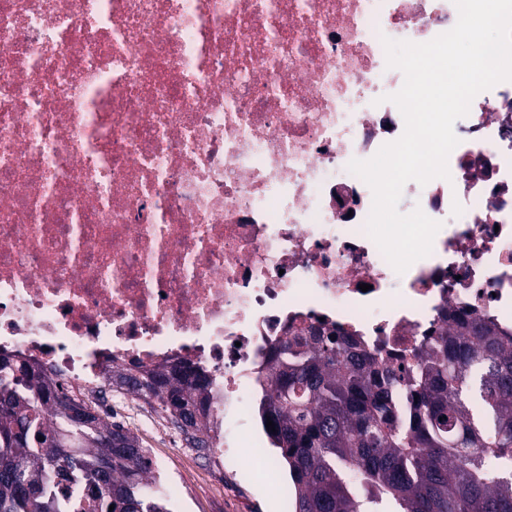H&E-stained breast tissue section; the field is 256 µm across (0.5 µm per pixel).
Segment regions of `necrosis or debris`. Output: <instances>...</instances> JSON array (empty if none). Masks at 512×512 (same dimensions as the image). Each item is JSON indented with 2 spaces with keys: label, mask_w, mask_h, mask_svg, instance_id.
I'll return each instance as SVG.
<instances>
[{
  "label": "necrosis or debris",
  "mask_w": 512,
  "mask_h": 512,
  "mask_svg": "<svg viewBox=\"0 0 512 512\" xmlns=\"http://www.w3.org/2000/svg\"><path fill=\"white\" fill-rule=\"evenodd\" d=\"M453 0H0V351L74 394L112 367L211 376L225 475L266 361L311 328L412 362L458 317L512 333V81L454 124L440 222L399 273L347 169L400 138L384 39L430 41Z\"/></svg>",
  "instance_id": "1"
}]
</instances>
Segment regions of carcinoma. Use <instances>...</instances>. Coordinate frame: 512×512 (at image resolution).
<instances>
[{"mask_svg":"<svg viewBox=\"0 0 512 512\" xmlns=\"http://www.w3.org/2000/svg\"><path fill=\"white\" fill-rule=\"evenodd\" d=\"M414 358L379 364L319 329L276 349L258 415L288 467L292 512H512V333L463 319ZM6 359L0 454L17 466L0 468V512H170L141 491L151 462L135 435L103 417L74 423L63 389ZM112 383L210 457L218 421L202 370L120 368Z\"/></svg>","mask_w":512,"mask_h":512,"instance_id":"cac0c4a2","label":"carcinoma"}]
</instances>
